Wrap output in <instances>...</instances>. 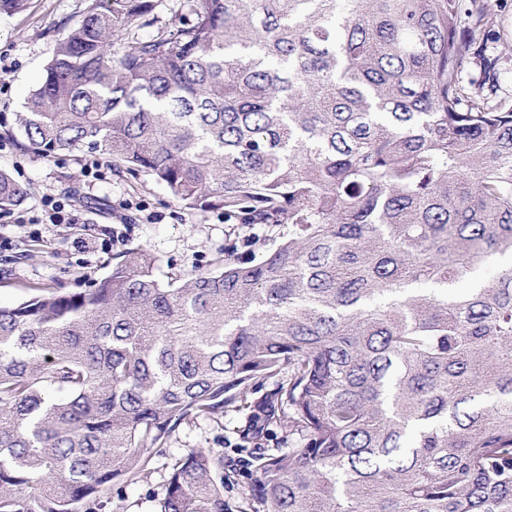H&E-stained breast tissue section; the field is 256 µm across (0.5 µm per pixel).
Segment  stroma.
<instances>
[{
	"instance_id": "35a3bbf8",
	"label": "stroma",
	"mask_w": 512,
	"mask_h": 512,
	"mask_svg": "<svg viewBox=\"0 0 512 512\" xmlns=\"http://www.w3.org/2000/svg\"><path fill=\"white\" fill-rule=\"evenodd\" d=\"M139 25L121 31L113 48L176 32L187 16L188 0H153ZM496 35L486 54L500 74V96L512 99V0H492ZM89 0H27L22 11L0 13V169L8 171L28 195L0 212V306L28 299L44 284L73 292L107 275L117 254L144 245L158 258L160 279L208 268L218 248L233 243L241 260L257 252L252 236L274 249L283 233L225 223L220 211L188 213L149 176L129 174L110 158L84 151L45 156L23 145L18 115L42 79L54 44L79 21ZM64 204L49 221L48 201ZM241 416L183 421L165 447L154 449L146 479L119 481L103 512H159L171 465L191 448H220L240 458L235 430Z\"/></svg>"
}]
</instances>
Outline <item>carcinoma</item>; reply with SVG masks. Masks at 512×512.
<instances>
[{"mask_svg": "<svg viewBox=\"0 0 512 512\" xmlns=\"http://www.w3.org/2000/svg\"><path fill=\"white\" fill-rule=\"evenodd\" d=\"M152 7L91 0L24 103L26 147L106 155L288 236L166 282L138 245L82 291L1 307L0 512H95L182 421L223 411L256 451L188 449L160 512H512L491 0H190L176 33L114 53ZM26 196L0 170V209Z\"/></svg>", "mask_w": 512, "mask_h": 512, "instance_id": "carcinoma-1", "label": "carcinoma"}]
</instances>
